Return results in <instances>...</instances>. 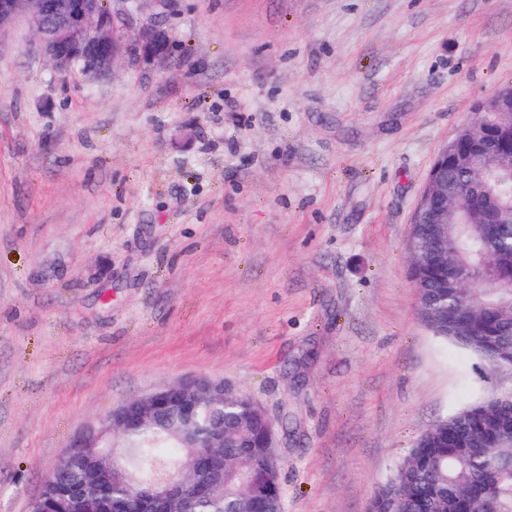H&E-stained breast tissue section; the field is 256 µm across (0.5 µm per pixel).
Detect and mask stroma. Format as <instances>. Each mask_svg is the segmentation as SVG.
Returning a JSON list of instances; mask_svg holds the SVG:
<instances>
[{
  "label": "stroma",
  "instance_id": "obj_1",
  "mask_svg": "<svg viewBox=\"0 0 512 512\" xmlns=\"http://www.w3.org/2000/svg\"><path fill=\"white\" fill-rule=\"evenodd\" d=\"M169 57L59 76L0 32V512L69 439L190 378L279 423L283 512H368L512 371L422 323L412 215L512 84V0H147Z\"/></svg>",
  "mask_w": 512,
  "mask_h": 512
}]
</instances>
